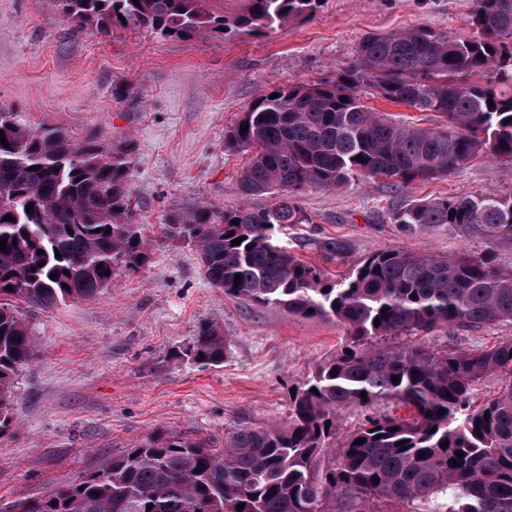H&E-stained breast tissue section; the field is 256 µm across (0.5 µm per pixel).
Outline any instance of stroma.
Wrapping results in <instances>:
<instances>
[{"label":"stroma","mask_w":512,"mask_h":512,"mask_svg":"<svg viewBox=\"0 0 512 512\" xmlns=\"http://www.w3.org/2000/svg\"><path fill=\"white\" fill-rule=\"evenodd\" d=\"M471 0H321L314 16L266 35L163 38L143 28L77 29L55 0H0V110L33 128L132 149L130 188L153 260L116 276L94 297L50 307L20 304L36 343L14 382L12 424L0 433V512L69 484L136 440L174 434L223 442L242 425H288L291 388L337 353L343 325L225 296L202 276L195 250L167 239L169 210L199 202L238 205L248 156L224 130L268 88L332 78L359 38L424 27L465 36ZM512 194V175L475 158L460 171L408 187V198ZM382 180L310 188L299 201L314 221L289 237L354 244L331 277L370 254L401 246L443 255L490 254L512 263V240L445 224L391 223ZM223 326L220 366L174 360L203 322ZM512 340V322L441 327L431 346L490 348Z\"/></svg>","instance_id":"stroma-1"}]
</instances>
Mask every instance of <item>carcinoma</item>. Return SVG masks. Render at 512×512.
I'll return each instance as SVG.
<instances>
[{
    "label": "carcinoma",
    "mask_w": 512,
    "mask_h": 512,
    "mask_svg": "<svg viewBox=\"0 0 512 512\" xmlns=\"http://www.w3.org/2000/svg\"><path fill=\"white\" fill-rule=\"evenodd\" d=\"M58 2L76 27L133 26L179 39L273 32L311 17L320 0ZM468 24L466 37L421 28L367 34L336 78L273 86L224 131L228 148L251 154L238 194L270 202L197 203L166 216L164 236L191 244L203 277L224 295L335 320L349 331L340 351L289 393L288 429L241 426L224 435L222 448L207 439L149 436L68 485L18 501L16 512H384V504L403 505V512H512V386L478 409L468 402L481 378L512 375V340L445 352L388 343L447 325L512 321V264L393 246L333 279L276 237L290 225L314 223L298 192L340 189L364 176L389 181L394 224H454L467 234L512 239L511 196L402 198L411 184L450 175L483 154L512 170V0H472ZM366 89L434 112L443 124L420 127L375 112L363 102ZM0 130L9 143L0 145V239L7 240L0 251L1 433L12 424L14 380L35 357L16 302L93 297L116 275L146 268L152 251L132 217L131 150H110L93 136L78 140L64 128H30L3 112ZM238 237L243 241L232 245ZM303 245L327 263L354 248L336 237ZM229 345L223 326L208 322L173 356L216 366ZM381 400L405 413L376 412ZM348 407L366 414L330 450Z\"/></svg>",
    "instance_id": "carcinoma-1"
}]
</instances>
